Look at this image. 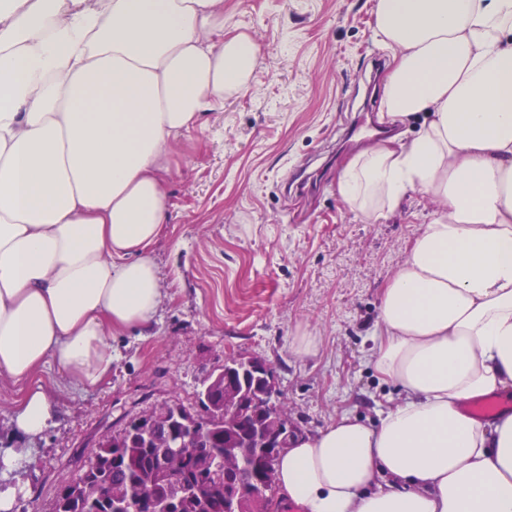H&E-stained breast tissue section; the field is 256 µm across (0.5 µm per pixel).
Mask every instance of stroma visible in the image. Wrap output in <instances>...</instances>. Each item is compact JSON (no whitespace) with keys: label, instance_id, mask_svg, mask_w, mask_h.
<instances>
[{"label":"stroma","instance_id":"35a3bbf8","mask_svg":"<svg viewBox=\"0 0 512 512\" xmlns=\"http://www.w3.org/2000/svg\"><path fill=\"white\" fill-rule=\"evenodd\" d=\"M376 0H225L224 29L259 45L252 88L205 113L175 147L170 217L155 248L166 296L151 330L112 339V369L96 387L67 386L43 368L34 378L59 400L54 422L19 439L18 388L0 377V448L30 464L7 475L26 486L13 512H53L61 490L103 434L165 403L197 411L204 378L230 355L271 367L299 433L350 412L377 422L394 391L369 365L380 291L435 209L412 195L380 220L336 191L350 158L373 145L346 138L366 99L370 57L381 54ZM316 355L289 350L298 332Z\"/></svg>","mask_w":512,"mask_h":512}]
</instances>
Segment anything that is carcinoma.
<instances>
[{"instance_id": "obj_1", "label": "carcinoma", "mask_w": 512, "mask_h": 512, "mask_svg": "<svg viewBox=\"0 0 512 512\" xmlns=\"http://www.w3.org/2000/svg\"><path fill=\"white\" fill-rule=\"evenodd\" d=\"M228 383L245 397L264 393L267 380L239 356L224 359ZM196 393L199 411L185 414L200 420L201 443L216 450L212 471H198L187 448L165 447L164 435L171 432L167 414L170 405L161 406V419L146 428L129 420L122 429L99 442L88 485L55 501L54 512H125L124 499L148 492L165 512H263L262 503L275 502L277 484L259 485L255 479L266 465H277L290 444L285 435L279 448L262 447L267 416L262 413H236L228 416Z\"/></svg>"}]
</instances>
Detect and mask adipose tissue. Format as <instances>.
<instances>
[{"instance_id":"1","label":"adipose tissue","mask_w":512,"mask_h":512,"mask_svg":"<svg viewBox=\"0 0 512 512\" xmlns=\"http://www.w3.org/2000/svg\"><path fill=\"white\" fill-rule=\"evenodd\" d=\"M390 51L384 116L425 120L360 150L336 184L379 218L436 205L382 290L368 363L397 397L293 440L280 498L298 512H512V413L466 402L512 390V0H377ZM259 46L224 0H0V376L16 431L58 401L53 364L96 386L112 337L149 329L163 288L177 141L249 91ZM507 410L512 411V402H503L494 396L476 399L466 408V412L477 420L488 419Z\"/></svg>"}]
</instances>
